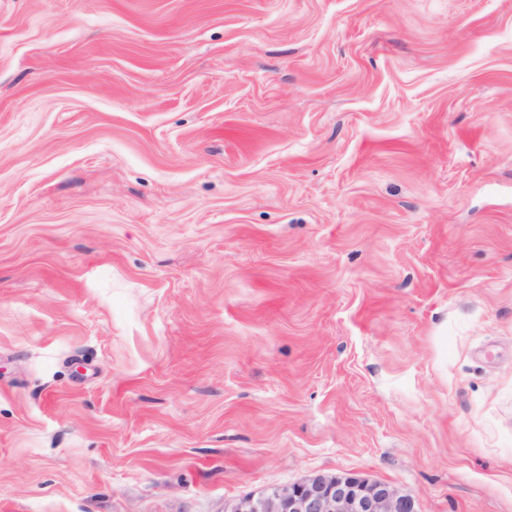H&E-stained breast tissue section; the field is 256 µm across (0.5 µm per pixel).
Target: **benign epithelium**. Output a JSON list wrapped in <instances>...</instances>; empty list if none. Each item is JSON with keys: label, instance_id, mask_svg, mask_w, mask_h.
<instances>
[{"label": "benign epithelium", "instance_id": "7a95c632", "mask_svg": "<svg viewBox=\"0 0 512 512\" xmlns=\"http://www.w3.org/2000/svg\"><path fill=\"white\" fill-rule=\"evenodd\" d=\"M224 512H419L414 497L357 475L319 473L224 506Z\"/></svg>", "mask_w": 512, "mask_h": 512}]
</instances>
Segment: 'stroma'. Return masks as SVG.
<instances>
[{
	"mask_svg": "<svg viewBox=\"0 0 512 512\" xmlns=\"http://www.w3.org/2000/svg\"><path fill=\"white\" fill-rule=\"evenodd\" d=\"M338 472L512 512V0H0V512Z\"/></svg>",
	"mask_w": 512,
	"mask_h": 512,
	"instance_id": "obj_1",
	"label": "stroma"
}]
</instances>
